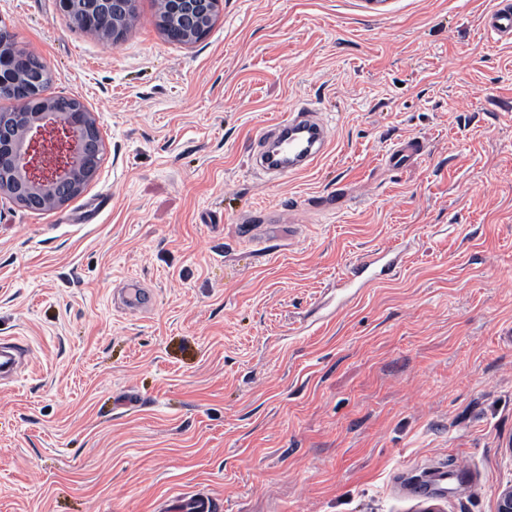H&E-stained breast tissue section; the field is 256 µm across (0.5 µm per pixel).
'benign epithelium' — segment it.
<instances>
[{"mask_svg": "<svg viewBox=\"0 0 512 512\" xmlns=\"http://www.w3.org/2000/svg\"><path fill=\"white\" fill-rule=\"evenodd\" d=\"M60 11L76 13L83 27L118 41L133 15L136 0H58ZM221 0H158L165 34L184 44L202 39ZM112 16V29L101 25ZM44 75L30 55L0 32V89L18 86L21 112L0 113V195L33 211L62 207L79 196L102 161V138L94 116L76 97L58 101L43 93ZM44 123L59 124L74 141L73 154L50 178L36 179L25 162L29 134Z\"/></svg>", "mask_w": 512, "mask_h": 512, "instance_id": "7a95c632", "label": "benign epithelium"}]
</instances>
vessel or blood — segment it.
<instances>
[{
	"instance_id": "b4317fda",
	"label": "vessel or blood",
	"mask_w": 512,
	"mask_h": 512,
	"mask_svg": "<svg viewBox=\"0 0 512 512\" xmlns=\"http://www.w3.org/2000/svg\"><path fill=\"white\" fill-rule=\"evenodd\" d=\"M485 32L497 42H512V0H497L483 16ZM330 137V125L314 108L304 106L289 113L273 132L261 133L259 143L275 140L277 148L287 154L289 161L275 164L262 159V168L269 173L284 176L308 168L324 152ZM424 151L417 141L401 142L387 154L389 165L398 166L414 159ZM401 259L380 251L366 255L356 262L349 277V285L362 288L382 276L391 275L400 266ZM28 349L8 339L0 340V380L13 377L23 365ZM158 512H224V503L209 491L194 489L163 499Z\"/></svg>"
}]
</instances>
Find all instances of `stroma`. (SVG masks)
<instances>
[{"label": "stroma", "instance_id": "obj_1", "mask_svg": "<svg viewBox=\"0 0 512 512\" xmlns=\"http://www.w3.org/2000/svg\"><path fill=\"white\" fill-rule=\"evenodd\" d=\"M495 0H222L168 41L137 0L119 42L57 0H0V26L104 140L68 204L0 198V512H156L203 487L224 512H497L512 484V43ZM325 113L324 154L284 177L250 144ZM30 171L73 141L30 134ZM412 138L422 156L386 154ZM111 202L102 212L100 195ZM397 275L336 304L360 257ZM135 280L144 312L114 289ZM485 32L496 42H512V2L498 0L483 16ZM28 349L24 345L11 341L10 339L0 340V380L13 377L23 365Z\"/></svg>", "mask_w": 512, "mask_h": 512}]
</instances>
